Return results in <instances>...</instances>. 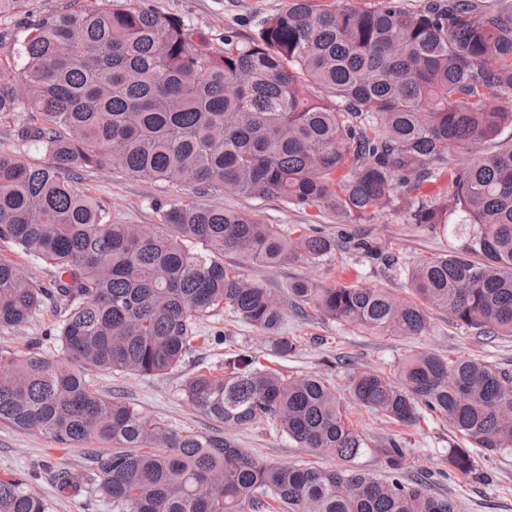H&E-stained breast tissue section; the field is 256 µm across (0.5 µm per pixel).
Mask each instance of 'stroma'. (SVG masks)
<instances>
[{"mask_svg":"<svg viewBox=\"0 0 512 512\" xmlns=\"http://www.w3.org/2000/svg\"><path fill=\"white\" fill-rule=\"evenodd\" d=\"M126 0H26L13 16L0 18V48L19 47L36 25L49 17L83 7L112 9ZM140 8L175 16L200 33L210 46L222 47L227 32L255 33L261 22L280 11L286 0H133ZM79 186L109 213L113 223L137 224L159 232L163 226L158 205L218 206L245 210L266 224L277 225L285 233L318 229L336 241L335 250L316 264H294L269 269L261 263L235 255L224 258L246 278L262 280L281 298H288L289 285L298 278L325 283L340 282L361 287L387 289L392 295L411 298L408 269L416 262L448 253L461 244L460 237L443 230L415 223L411 213L394 207L378 212L358 224L338 223L323 207H297L278 199H254L231 193L200 194L193 188L153 183L109 168H89L80 173ZM367 241L372 253L362 252L358 241ZM429 329L421 336L406 338L367 331L349 324L325 323L308 305L287 308L285 331L296 340L295 351L283 358L268 356L262 335L249 326L233 321L227 311L204 318L199 328L204 336L189 358L164 376L121 375L96 372L92 380L97 389L119 398L139 411L160 419L179 431L209 435L224 426L196 411L184 400L183 381L202 370L223 373L224 358L231 346L253 352L261 364L272 365L284 376L316 374L325 377L338 390H345L349 376L356 371L378 369L394 371L405 357L430 351L448 359L473 358L496 364L512 372V337L488 340L453 322L447 312L428 308ZM230 336V343H215L211 334ZM350 419L371 441L380 444L393 433H401L409 450L407 471L416 476L432 472L428 482L432 494L451 498L457 512H512V453L485 456L481 449L470 450L473 470L470 475L453 471L448 450L467 446L447 423L425 419L402 429L382 415L351 405ZM233 437L240 447L275 464H303L317 461L331 467L330 457L312 458L303 448L265 427L236 429ZM83 460L77 450L55 443L37 430H19L0 422V477L20 471L35 473V492L52 506L51 512H112L94 492L76 495L58 492L52 475L60 468H80Z\"/></svg>","mask_w":512,"mask_h":512,"instance_id":"obj_1","label":"stroma"}]
</instances>
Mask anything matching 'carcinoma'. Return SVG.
Returning a JSON list of instances; mask_svg holds the SVG:
<instances>
[{
	"label": "carcinoma",
	"mask_w": 512,
	"mask_h": 512,
	"mask_svg": "<svg viewBox=\"0 0 512 512\" xmlns=\"http://www.w3.org/2000/svg\"><path fill=\"white\" fill-rule=\"evenodd\" d=\"M0 120L31 112L22 130L52 163L0 151V241L51 265L46 284L0 258V329L43 307L59 321L21 355L0 352V422L86 450L112 512H456L405 472L395 434L374 448L318 375L285 377L241 350L224 374L198 372L185 400L231 429L264 425L298 448L336 459L274 465L223 433L168 428L92 384L89 372L142 376L179 367L220 309L254 328L269 354L293 352L285 305L224 265L316 263L336 246L312 229L292 238L252 214L161 205L167 232L113 224L75 187L79 171L111 168L294 206L356 223L401 201L449 157L464 163L418 224L450 225L461 248L414 264L416 300L383 288L294 281L289 293L322 319L396 336L423 335L426 306L485 337L512 336V0H287L253 35L215 50L184 21L133 4L43 22L3 63ZM61 356L50 359L44 342ZM360 406L409 426L425 416L488 455L512 453V373L480 360L409 355L394 375L349 379ZM374 454L377 476L357 466ZM449 463L472 472L467 448ZM33 475L0 479V512H50ZM59 492L84 478L60 471Z\"/></svg>",
	"instance_id": "carcinoma-1"
}]
</instances>
